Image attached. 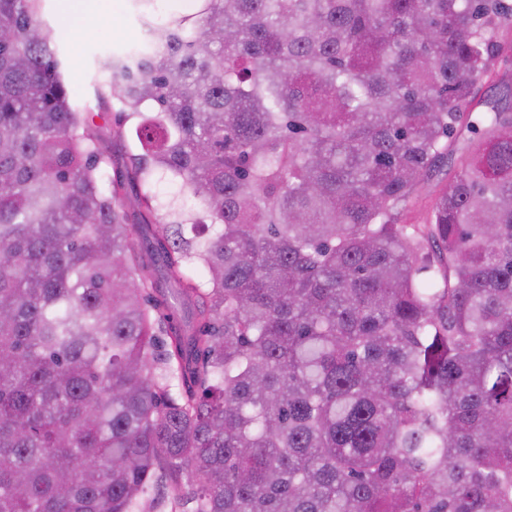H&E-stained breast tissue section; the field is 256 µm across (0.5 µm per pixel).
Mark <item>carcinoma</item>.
I'll list each match as a JSON object with an SVG mask.
<instances>
[{
	"label": "carcinoma",
	"instance_id": "1",
	"mask_svg": "<svg viewBox=\"0 0 512 512\" xmlns=\"http://www.w3.org/2000/svg\"><path fill=\"white\" fill-rule=\"evenodd\" d=\"M43 2L0 0V512H512V5L136 0L105 131ZM126 141L115 138L108 143L113 162L106 171V186L111 181L125 183L129 198L134 201L141 191L138 184L129 181L130 161L126 153ZM449 162L450 160H448L447 165H440L437 172L418 186L413 205L404 212L401 218L404 224H423L426 221L433 200L447 182L446 173L448 172Z\"/></svg>",
	"mask_w": 512,
	"mask_h": 512
}]
</instances>
